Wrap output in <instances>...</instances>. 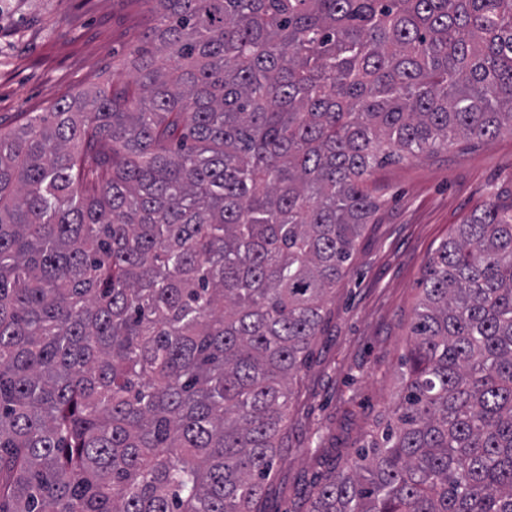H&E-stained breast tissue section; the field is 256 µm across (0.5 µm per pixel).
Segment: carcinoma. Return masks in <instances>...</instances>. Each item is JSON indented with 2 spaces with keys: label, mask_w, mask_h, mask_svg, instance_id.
Returning <instances> with one entry per match:
<instances>
[{
  "label": "carcinoma",
  "mask_w": 512,
  "mask_h": 512,
  "mask_svg": "<svg viewBox=\"0 0 512 512\" xmlns=\"http://www.w3.org/2000/svg\"><path fill=\"white\" fill-rule=\"evenodd\" d=\"M131 80L0 129V512H261L386 161L512 133V0H133ZM309 512H512V207L423 271Z\"/></svg>",
  "instance_id": "1"
}]
</instances>
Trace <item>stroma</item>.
<instances>
[{
    "mask_svg": "<svg viewBox=\"0 0 512 512\" xmlns=\"http://www.w3.org/2000/svg\"><path fill=\"white\" fill-rule=\"evenodd\" d=\"M146 24L132 0H0V127L106 85ZM368 186L382 208L327 304L263 512H305L320 477L386 422L426 261L474 210L512 206V134L383 164Z\"/></svg>",
    "mask_w": 512,
    "mask_h": 512,
    "instance_id": "stroma-1",
    "label": "stroma"
}]
</instances>
